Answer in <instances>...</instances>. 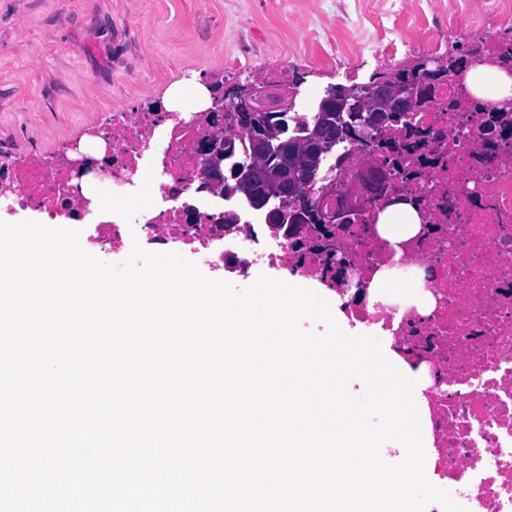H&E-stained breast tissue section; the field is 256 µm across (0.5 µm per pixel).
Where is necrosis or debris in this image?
<instances>
[{"label": "necrosis or debris", "mask_w": 512, "mask_h": 512, "mask_svg": "<svg viewBox=\"0 0 512 512\" xmlns=\"http://www.w3.org/2000/svg\"><path fill=\"white\" fill-rule=\"evenodd\" d=\"M451 43L480 47L489 65L512 68V6L503 0L466 29L435 30L426 53ZM458 86L451 77L408 126L390 127L370 146L349 141L327 154V177L314 187L326 196L327 224H266L242 201L201 189L195 140L206 130L198 113H116L98 201L112 218L97 226L89 252L177 248L229 282L283 269L325 285L349 322L422 368L438 482L467 512H512V99L458 104L448 94ZM362 167L384 172L386 190L416 206L421 237L394 243L372 232L383 199L358 194ZM146 173L157 205L121 207ZM9 185L10 214L55 213L83 195L38 161ZM340 256L350 265L343 286L335 280ZM381 271L394 285L372 289ZM424 302L433 306L426 316L418 312Z\"/></svg>", "instance_id": "obj_1"}]
</instances>
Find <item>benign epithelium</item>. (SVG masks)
Returning a JSON list of instances; mask_svg holds the SVG:
<instances>
[{"label":"benign epithelium","instance_id":"1","mask_svg":"<svg viewBox=\"0 0 512 512\" xmlns=\"http://www.w3.org/2000/svg\"><path fill=\"white\" fill-rule=\"evenodd\" d=\"M453 55L440 60H429L425 57L416 58L407 64V68L415 73L425 74L431 89L440 87L454 73L450 65ZM371 99L360 96L352 86L338 84L330 89L327 96L321 98L316 111L324 113L327 119L325 125L309 141L303 145V156L307 167L315 170L321 159L331 150L334 138L330 131L334 128L332 113L355 112L359 122V136L363 139L379 138L387 125L393 121L396 112H412L417 106L414 92L403 89L393 80H384L371 87ZM266 92L255 83L239 84L230 92L213 96V111L240 112L247 107L252 112L253 119L259 121L265 118L268 108L262 106ZM276 111L288 113L294 111V94L285 85L276 93ZM207 122L214 124L210 135L203 138L198 146L200 169L198 178L201 188L215 193H224V184L233 180L239 184L252 181L251 169L243 165L233 168L230 172L224 170V132L223 126L216 123V116L207 115ZM278 135L271 133L257 137L252 141L253 155L257 158H267L284 149ZM309 182L299 181L294 177H276L269 186L262 184L255 187L251 196L253 207L263 211L268 224H281L285 219L284 206L294 205L303 210L304 200L310 198Z\"/></svg>","mask_w":512,"mask_h":512}]
</instances>
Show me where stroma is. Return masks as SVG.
I'll use <instances>...</instances> for the list:
<instances>
[{"mask_svg":"<svg viewBox=\"0 0 512 512\" xmlns=\"http://www.w3.org/2000/svg\"><path fill=\"white\" fill-rule=\"evenodd\" d=\"M484 0H0V164L53 162L116 112L163 111L190 74L232 90L280 75L308 111L360 47L478 21Z\"/></svg>","mask_w":512,"mask_h":512,"instance_id":"stroma-1","label":"stroma"}]
</instances>
